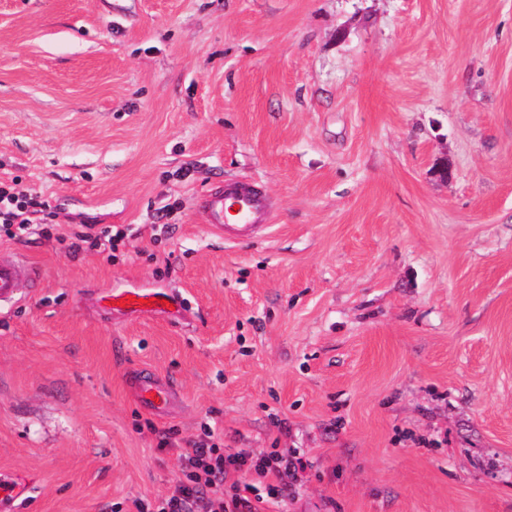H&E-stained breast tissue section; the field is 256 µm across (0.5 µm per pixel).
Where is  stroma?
<instances>
[{
    "instance_id": "1",
    "label": "stroma",
    "mask_w": 512,
    "mask_h": 512,
    "mask_svg": "<svg viewBox=\"0 0 512 512\" xmlns=\"http://www.w3.org/2000/svg\"><path fill=\"white\" fill-rule=\"evenodd\" d=\"M12 178L47 205L0 237L41 273L0 302L12 512L157 504L207 430L299 453L280 512H512V0H0ZM237 181L244 243L196 207ZM203 208L208 216L207 224L223 233L227 241L248 240L270 226L265 224L268 198L260 187L251 184L226 185L224 190L212 192L203 201ZM94 228V226L89 225L85 226L81 231L74 232L70 238L71 242L68 245V250L76 253L82 249V243H89L91 246H109V248L112 249L113 236L109 231L102 230L100 233H93L92 230H94ZM134 394L137 400L156 414L163 413L172 397V390L162 386L151 376L144 374L135 383ZM28 491L26 482L18 479L0 478V506H12Z\"/></svg>"
}]
</instances>
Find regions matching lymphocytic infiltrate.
Returning <instances> with one entry per match:
<instances>
[{
    "label": "lymphocytic infiltrate",
    "instance_id": "1",
    "mask_svg": "<svg viewBox=\"0 0 512 512\" xmlns=\"http://www.w3.org/2000/svg\"><path fill=\"white\" fill-rule=\"evenodd\" d=\"M44 208L43 201L19 189L17 181H0V232L14 238L16 231L29 229L32 217ZM184 479L174 492L160 501L156 512H275L295 477L297 457L271 452L251 457L227 454L223 449L193 444L186 450ZM247 469L267 480L263 497L245 495L240 484L225 485L229 469Z\"/></svg>",
    "mask_w": 512,
    "mask_h": 512
}]
</instances>
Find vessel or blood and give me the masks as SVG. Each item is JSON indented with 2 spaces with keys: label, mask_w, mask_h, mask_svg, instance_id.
Masks as SVG:
<instances>
[{
  "label": "vessel or blood",
  "mask_w": 512,
  "mask_h": 512,
  "mask_svg": "<svg viewBox=\"0 0 512 512\" xmlns=\"http://www.w3.org/2000/svg\"><path fill=\"white\" fill-rule=\"evenodd\" d=\"M208 224L223 233L225 240L245 241L265 231L268 198L265 192L251 184H230L212 192L203 202ZM38 273L22 260L0 256V301L14 298L22 279L37 278ZM137 400L155 413H163L172 397L170 388L162 386L149 375L135 383ZM28 491L26 482L0 478V506L14 504Z\"/></svg>",
  "instance_id": "obj_1"
}]
</instances>
